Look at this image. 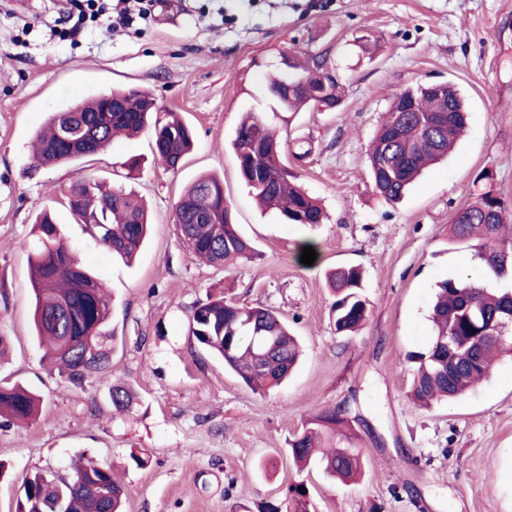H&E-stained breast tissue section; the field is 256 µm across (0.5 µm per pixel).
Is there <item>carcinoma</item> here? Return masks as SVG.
I'll return each instance as SVG.
<instances>
[{
	"instance_id": "carcinoma-1",
	"label": "carcinoma",
	"mask_w": 512,
	"mask_h": 512,
	"mask_svg": "<svg viewBox=\"0 0 512 512\" xmlns=\"http://www.w3.org/2000/svg\"><path fill=\"white\" fill-rule=\"evenodd\" d=\"M325 60L311 58L288 65L271 76L270 84L311 82L317 98L297 88L278 99L287 112L332 106L342 101L338 82L323 86L312 81ZM116 107L103 111L107 99ZM416 111L402 112L403 102ZM154 99L135 89L94 94L87 102L51 114L36 136L33 168L75 161L105 150L120 134L150 129L152 151L168 169L179 168L193 148L192 129L169 113L165 122L149 123ZM465 106L458 89L439 94L421 85L395 97V103L369 149L370 175L375 192L386 202L398 201L429 165L442 160L465 128ZM73 126L78 134L64 139ZM240 175L264 209L279 211L290 224H319L323 210L288 169L278 133L254 112L246 113L231 141ZM70 211L86 233L112 255L130 263L143 249L150 223L141 200L123 187L106 188L80 178L72 185ZM174 224L182 246L214 266L229 260H251L255 250L239 233L224 183L215 176L195 179L180 195ZM512 211L488 191L462 207L449 224L448 241L475 249L484 273L512 281ZM36 250L29 256L33 293V329L40 345L57 365L60 377L82 386L110 364L109 330L112 307L99 281L82 264L50 211L37 215L33 226ZM334 294L331 306L338 334L358 329L368 317L364 277L357 266L338 267L327 274ZM434 335L422 351L414 352L410 384L413 400L429 405L462 395L486 377L492 353L505 345L499 339L504 324L512 325V287L497 288L487 280L463 276L438 285L432 307ZM198 344L224 362L249 387L270 390L281 386L296 367L300 348L288 326L274 311L216 298L198 305L190 322ZM94 344L100 360L85 357ZM40 398L19 383H0V419L8 424L27 422L39 412ZM356 436L347 413L334 407L309 421L288 441V456L301 471L317 462L325 473L353 480L364 473L361 449L351 446ZM74 484L51 469H38L26 480L15 512H125V494L112 478V469L93 461L71 463ZM304 482L288 485L289 512H317Z\"/></svg>"
}]
</instances>
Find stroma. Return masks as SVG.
<instances>
[{"label":"stroma","instance_id":"obj_1","mask_svg":"<svg viewBox=\"0 0 512 512\" xmlns=\"http://www.w3.org/2000/svg\"><path fill=\"white\" fill-rule=\"evenodd\" d=\"M71 9V0H0V379L42 398L35 420L0 427V512H14L31 473L66 470L78 453L112 466L126 512H263L301 480L319 512H512V356L428 409L408 395L406 359L431 341L438 284L477 266L469 248L448 242L454 213L488 190L512 206V0H155L147 19L62 41L51 29ZM286 51L325 58L340 107L280 110L266 82ZM437 82L464 95L467 131L401 201L385 203L372 189L368 145L396 93ZM126 87L152 94L159 118L172 111L193 129L178 171L155 160L146 132L32 169L30 145L50 114ZM246 112L309 148L288 167L321 200L325 223L289 224L257 208L230 146ZM133 157L141 170L131 179ZM205 173L223 180L254 259L212 267L182 248L174 206ZM82 174L146 201L152 231L133 266L74 220L67 196ZM43 208L112 296L111 364L81 388L49 373L32 335L27 254ZM306 242L318 251L310 266ZM351 265L364 272L371 310L341 335L325 273ZM211 296L288 322L304 354L286 385L254 392L198 346L191 314ZM115 384L133 392L121 412L106 398ZM340 405L365 463L350 486L315 465L297 471L287 453L303 424Z\"/></svg>","mask_w":512,"mask_h":512}]
</instances>
